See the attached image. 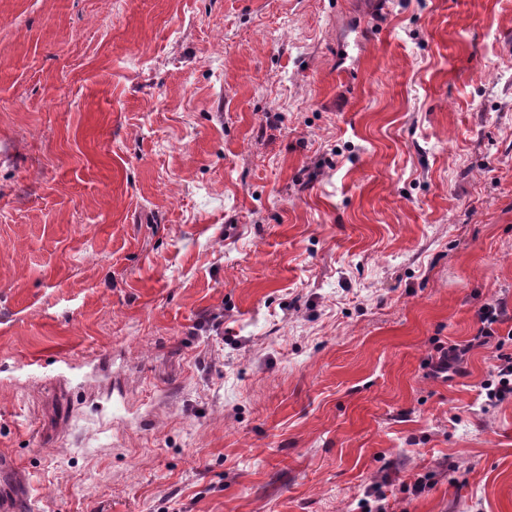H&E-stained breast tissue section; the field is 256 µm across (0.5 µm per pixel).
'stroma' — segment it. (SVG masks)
I'll use <instances>...</instances> for the list:
<instances>
[{
  "label": "stroma",
  "mask_w": 512,
  "mask_h": 512,
  "mask_svg": "<svg viewBox=\"0 0 512 512\" xmlns=\"http://www.w3.org/2000/svg\"><path fill=\"white\" fill-rule=\"evenodd\" d=\"M491 299L512 0H0L1 504L512 512ZM477 317L481 323L477 336L466 341L448 340L439 343L435 349L436 354L428 359L427 365L434 377L448 378L449 372H458L459 364L475 347L486 346L496 340V363L493 365L490 378L482 384L486 402L490 405L512 394V354L504 350L506 340L504 336H496L498 332L494 327L508 319L511 320V315L507 316L506 304L503 301L492 300L480 306Z\"/></svg>",
  "instance_id": "35a3bbf8"
}]
</instances>
